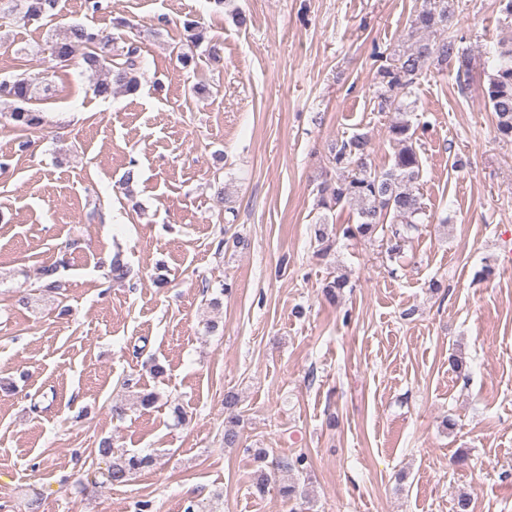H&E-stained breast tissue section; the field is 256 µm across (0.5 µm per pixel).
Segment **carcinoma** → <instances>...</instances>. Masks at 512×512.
<instances>
[{
	"label": "carcinoma",
	"instance_id": "carcinoma-1",
	"mask_svg": "<svg viewBox=\"0 0 512 512\" xmlns=\"http://www.w3.org/2000/svg\"><path fill=\"white\" fill-rule=\"evenodd\" d=\"M57 0H0V14L13 15L21 21H31L56 7ZM454 0H423L421 7L410 20L411 44L390 54L389 62L378 71V108L384 112L398 113L389 125L390 139L397 146L389 168L377 171L368 164L371 146L368 137L356 134L344 139L331 149L332 163L339 176L333 183H322L317 206L332 210L349 206L355 210V226L343 229V235H356L371 239L379 236L390 242L389 253L401 251L407 234L423 223L420 197L415 184L421 178L422 161L414 139L416 130L407 116L414 112L415 102L410 100L416 80L431 62L453 63L457 66L459 82L466 83L471 73V58L457 47L456 38L449 35L441 39L434 35L447 29L454 18ZM112 39L103 31L82 24H73L58 31L49 41L50 55L64 65L71 61L79 48H84L83 61L87 69L97 75L93 85L96 96L107 99L122 92L134 94L140 87L139 47L129 44L120 54H112ZM498 63L489 74L485 101L496 116V132L503 140L512 141V48L502 49L497 54ZM38 79L19 75L0 82V97H9L14 107L1 112L20 131H35L42 127L44 119L40 112L28 107L35 98ZM58 262L39 269L42 288L57 292L64 288ZM127 276V266L115 254L109 264L106 278L121 281ZM347 280L335 277L323 285V293L334 302L346 287ZM237 396L229 392L224 399L228 417L224 424V445L233 447L239 439L240 418L235 414ZM98 455L110 460L107 480L112 485L124 484L140 470L152 465L153 458L137 453H117L112 440H103ZM257 462L251 474V486L262 494L268 489L271 472L266 460V448L250 449Z\"/></svg>",
	"mask_w": 512,
	"mask_h": 512
}]
</instances>
